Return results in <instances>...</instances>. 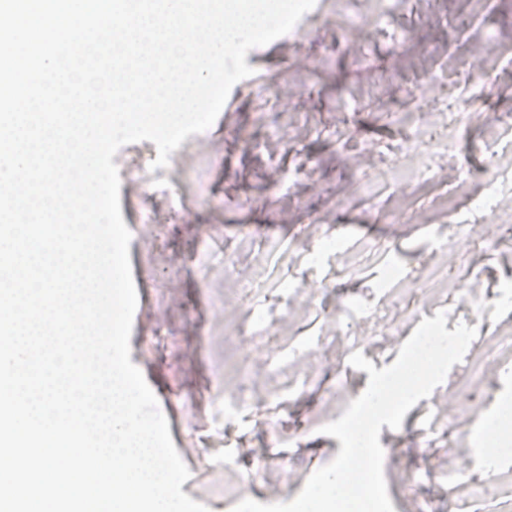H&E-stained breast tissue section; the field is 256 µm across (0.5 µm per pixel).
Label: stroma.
Wrapping results in <instances>:
<instances>
[{
  "instance_id": "obj_1",
  "label": "stroma",
  "mask_w": 512,
  "mask_h": 512,
  "mask_svg": "<svg viewBox=\"0 0 512 512\" xmlns=\"http://www.w3.org/2000/svg\"><path fill=\"white\" fill-rule=\"evenodd\" d=\"M367 0H316L292 33L250 50L215 123L188 136L166 167L145 140L120 148L121 215L146 304L130 337L182 450L186 494L210 512H232L216 483L233 470L242 497L289 502L341 449L320 434L319 415L353 401L369 375L348 363L362 351L391 365L423 318L447 310V330L477 327L463 361L404 416L382 427L384 477L394 512H495L476 500L488 454L477 442L512 404V352L494 347L512 324V236L487 225L498 204L512 216V142L491 145L489 115L512 114V0H397L380 26L356 27ZM464 121L452 159L433 158L420 182L399 189L386 174L393 150L430 132L437 91ZM444 262L463 291L426 302L414 277ZM236 293L248 338L236 352L238 405L224 393V292ZM304 292L303 315L283 353L307 385L263 395L272 333L263 315ZM485 354L475 380L481 416L457 420L448 394ZM468 479L450 486V464Z\"/></svg>"
}]
</instances>
